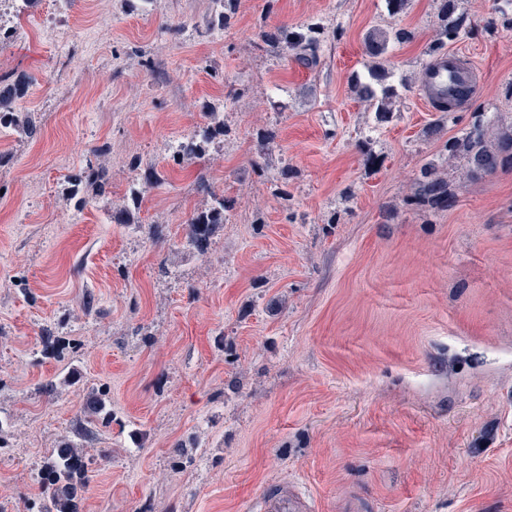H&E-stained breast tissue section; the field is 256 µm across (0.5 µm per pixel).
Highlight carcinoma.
<instances>
[{"instance_id":"carcinoma-1","label":"carcinoma","mask_w":512,"mask_h":512,"mask_svg":"<svg viewBox=\"0 0 512 512\" xmlns=\"http://www.w3.org/2000/svg\"><path fill=\"white\" fill-rule=\"evenodd\" d=\"M216 9L210 22L211 28L222 29L230 19L234 0H214ZM457 0H440L437 14L436 38L428 48L432 55H439L445 47L457 41L466 32L464 19L456 15ZM324 36V27L319 22H305L293 29L276 31L262 30L258 37L259 47L275 55L289 54L300 65L314 69L319 62L318 50ZM414 37L412 31L399 29H374L365 36V48L372 58L366 72L355 74L351 89L357 98L372 108L376 119L384 122L393 112L397 95L395 85L389 83L390 73L385 64L389 48L405 44ZM27 92V82L20 79L0 77V129L19 132L29 138L37 134L34 113L23 112L19 103ZM473 94V86L459 89L448 95L446 112L456 111ZM224 135V123L217 113H206V122L198 130L184 138L179 153L174 156L177 163H186L206 155L209 145ZM444 151L448 158L459 161L462 180L476 179L495 173L509 166L512 168V125L488 135L483 121L478 119L458 137L445 141ZM110 178L101 165L86 164L68 182L66 199L80 211L89 201L106 193ZM200 187L210 197V203L191 214L187 220L186 238L190 246L205 253L210 237L224 223L227 200L215 191L213 185L200 176ZM144 187L134 182L128 197L129 206L113 216L117 224L129 223L130 208H139L143 200ZM414 203L431 211L447 210L456 202L455 193L448 180L441 175L433 163L425 164L412 182ZM112 407L105 391L91 393L84 410V429L76 439H64L52 448L44 458L38 484L41 495L30 502L29 512H81V501L90 483L87 460L91 455L106 456L104 448H91L98 426L112 422Z\"/></svg>"}]
</instances>
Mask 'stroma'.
I'll return each instance as SVG.
<instances>
[{
  "label": "stroma",
  "mask_w": 512,
  "mask_h": 512,
  "mask_svg": "<svg viewBox=\"0 0 512 512\" xmlns=\"http://www.w3.org/2000/svg\"><path fill=\"white\" fill-rule=\"evenodd\" d=\"M499 6L459 0L453 48L477 74L452 119L417 84L437 0L395 15L386 0H237L212 32L211 0H33L0 17V77L30 78L22 109L40 125L0 140V512H27L44 455L102 386L114 419L95 445L111 455L90 459L82 512H255L277 486L309 512L351 497L361 512H512V168L463 183L442 151L477 116L512 124ZM309 20L325 28L315 69L258 48L260 30ZM395 27L415 33L387 54L409 84L380 124L351 79L366 33ZM211 110L223 140L175 164L171 143ZM102 143L107 193L74 213L56 172ZM134 160L162 181L129 230L111 214ZM429 162L449 210L410 200ZM202 176L231 203L203 254L186 243Z\"/></svg>",
  "instance_id": "stroma-1"
}]
</instances>
